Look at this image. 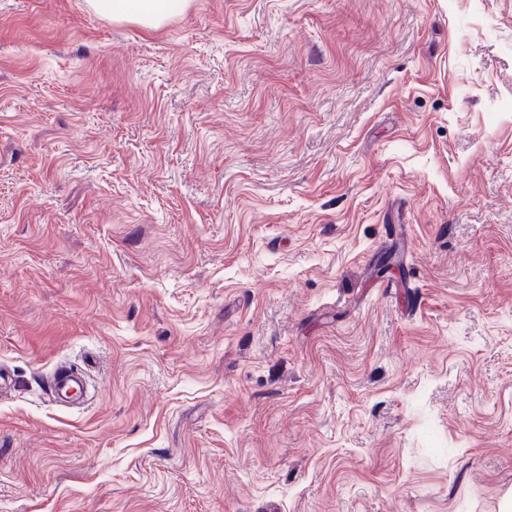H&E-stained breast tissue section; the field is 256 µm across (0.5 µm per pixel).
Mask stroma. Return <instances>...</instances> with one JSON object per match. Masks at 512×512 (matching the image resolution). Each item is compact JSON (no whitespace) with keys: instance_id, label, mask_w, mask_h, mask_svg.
Here are the masks:
<instances>
[{"instance_id":"stroma-1","label":"stroma","mask_w":512,"mask_h":512,"mask_svg":"<svg viewBox=\"0 0 512 512\" xmlns=\"http://www.w3.org/2000/svg\"><path fill=\"white\" fill-rule=\"evenodd\" d=\"M1 366L0 512H512V0H0ZM92 8L113 20H132L156 28L180 13L187 0H90ZM49 389L54 401L75 402L80 400L85 393V381L82 376L64 367L52 376Z\"/></svg>"}]
</instances>
